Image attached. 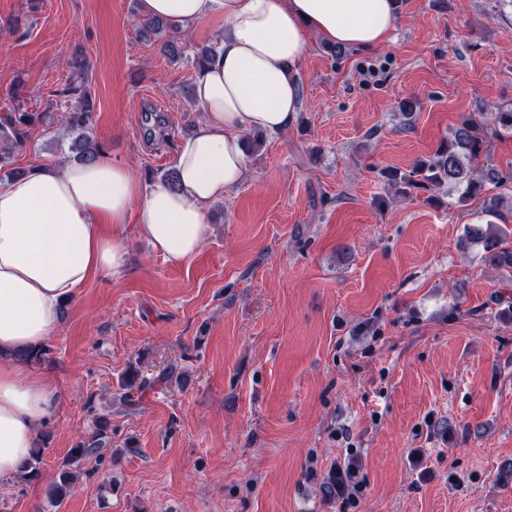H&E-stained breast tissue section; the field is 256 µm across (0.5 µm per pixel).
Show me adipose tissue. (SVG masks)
Instances as JSON below:
<instances>
[{"label": "adipose tissue", "instance_id": "1", "mask_svg": "<svg viewBox=\"0 0 512 512\" xmlns=\"http://www.w3.org/2000/svg\"><path fill=\"white\" fill-rule=\"evenodd\" d=\"M398 8L397 0H140L142 18L180 33L223 19L194 83L203 117L177 151L171 181L144 182L103 154L35 162L27 175L0 183V478L29 460L62 395L50 372L17 353L38 349L90 280L124 272L128 222L165 262L190 264L212 233L209 207L248 175L245 136L293 126L310 37L373 49L390 39Z\"/></svg>", "mask_w": 512, "mask_h": 512}]
</instances>
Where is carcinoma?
I'll return each instance as SVG.
<instances>
[{
    "mask_svg": "<svg viewBox=\"0 0 512 512\" xmlns=\"http://www.w3.org/2000/svg\"><path fill=\"white\" fill-rule=\"evenodd\" d=\"M67 129L78 133V146L83 157L93 159L102 153V149L86 141L90 113L69 111L61 116ZM34 123L33 114L13 112L0 122V171L11 164L16 149L24 145L28 127ZM512 134V109L500 108L491 113L489 119L476 114H468L453 128L447 138L442 140L434 154L417 161L410 171L398 174L396 171H384L382 177L388 185L405 195H413L415 190L429 191L432 188L449 186L461 191L458 202L480 199L485 212L500 215L499 207L503 196L496 190L512 180V166L503 170L491 164H483L488 158L492 141L504 134ZM507 233L499 225L471 224L466 228L465 241L482 245L486 258L493 264L512 267V249L504 246ZM131 380L124 381L127 390V402H134V392H143L153 386V381L133 371ZM93 433L71 448L67 467L61 469L58 480L51 493L54 504H61L71 484L80 473L81 463L98 457V451L112 431V421L108 414L94 417Z\"/></svg>",
    "mask_w": 512,
    "mask_h": 512,
    "instance_id": "1",
    "label": "carcinoma"
}]
</instances>
